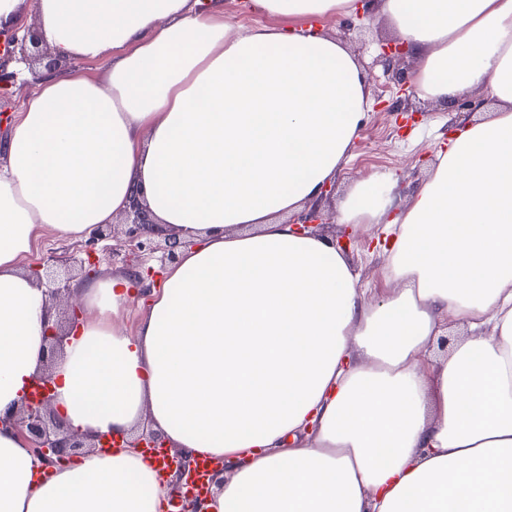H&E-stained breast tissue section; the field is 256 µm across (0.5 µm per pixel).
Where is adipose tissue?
Masks as SVG:
<instances>
[{
    "mask_svg": "<svg viewBox=\"0 0 512 512\" xmlns=\"http://www.w3.org/2000/svg\"><path fill=\"white\" fill-rule=\"evenodd\" d=\"M53 54L111 55L106 82L48 73L0 144V416L41 370L47 297L18 266L39 231L81 237L141 195L188 240L135 332L127 275L79 282L87 316L52 365L78 432L149 421L223 461L204 512H512V0H379L418 97L484 90L422 187L356 183L344 224L391 236L367 298L328 238L283 215L345 164L371 100L322 33L232 26L191 0H34ZM358 0H250L296 22ZM467 329L447 356L429 347ZM141 449L45 473L0 428V512H171Z\"/></svg>",
    "mask_w": 512,
    "mask_h": 512,
    "instance_id": "obj_1",
    "label": "adipose tissue"
}]
</instances>
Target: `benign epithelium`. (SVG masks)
Here are the masks:
<instances>
[{
    "label": "benign epithelium",
    "instance_id": "1",
    "mask_svg": "<svg viewBox=\"0 0 512 512\" xmlns=\"http://www.w3.org/2000/svg\"><path fill=\"white\" fill-rule=\"evenodd\" d=\"M7 47L0 54V86H8L15 82L16 73L9 70L14 61H28L33 53L39 52L42 45L38 29L27 27L23 30L14 29L6 33ZM377 60L382 63L384 70L391 74L397 92L393 101L381 100L377 108L381 112H405L404 102L413 94L410 77L399 69L400 61L411 53L409 45L401 39H388L378 43ZM128 215L131 222L124 224V241L122 247L127 254L151 251L155 249V239L163 238V250L167 259L176 262L180 258L187 242L174 235L161 236L153 230V218L146 205L139 199H132ZM333 213L313 204L310 208L297 214L292 220V226L302 235L314 234L316 229L324 224L332 223ZM100 257L95 247L84 249V256L76 258L71 255L55 256L47 263L39 264L28 270L38 285H47L49 308L60 305L63 299L70 298L71 282L80 276L90 279L98 273ZM126 274L137 279L142 286V295L146 296L162 278L163 270L152 267L142 268L138 265L126 264ZM65 320L45 321L43 361L44 374L39 379L42 391L36 395L25 397L15 411L5 417H0V424H6L21 434L31 446L37 457L48 467L60 466L70 462L82 449L95 448L100 444V438L89 434H78L71 431L65 421L51 409V386L46 371L51 367L56 356L63 351L64 340L69 330L82 318V308L75 302H70L64 309ZM131 448H165L166 438L154 430L139 432ZM173 463L170 472L176 474L179 480L191 475L190 461L183 454L172 455Z\"/></svg>",
    "mask_w": 512,
    "mask_h": 512
}]
</instances>
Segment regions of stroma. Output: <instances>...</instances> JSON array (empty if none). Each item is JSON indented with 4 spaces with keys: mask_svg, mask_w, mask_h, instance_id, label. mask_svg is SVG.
<instances>
[{
    "mask_svg": "<svg viewBox=\"0 0 512 512\" xmlns=\"http://www.w3.org/2000/svg\"><path fill=\"white\" fill-rule=\"evenodd\" d=\"M318 29L340 40L358 59L372 101L395 98L393 81L384 73L382 66L373 62L379 41L394 36L384 16L376 12L368 21L354 16L326 17L321 19ZM50 63L54 64L56 72L67 74L76 71L100 80L109 71L112 59L101 55L70 62L56 59L49 53L34 70H20V88L0 96V140L5 139L13 124L21 120L25 98L35 90L39 73L45 71ZM470 96L479 102L471 112L432 100L410 98L407 107L410 111L419 112L420 118L406 126L402 125L398 113L375 109L367 112L347 164L334 179L333 191L322 199L323 207L338 212L350 187L376 172L391 174L402 194L419 189L428 176L437 150L447 145L449 129L459 127L463 119L484 120L494 112L496 104L484 92L474 90ZM346 232L357 238L348 257L360 276L362 287L381 288L378 269L383 259L379 248L372 245L373 240L381 236L380 227L335 223L324 225L319 230L320 235L333 240ZM84 247V240L65 238L45 230L34 239L30 252L21 257L20 265L25 268L51 256L81 251Z\"/></svg>",
    "mask_w": 512,
    "mask_h": 512,
    "instance_id": "stroma-1",
    "label": "stroma"
}]
</instances>
